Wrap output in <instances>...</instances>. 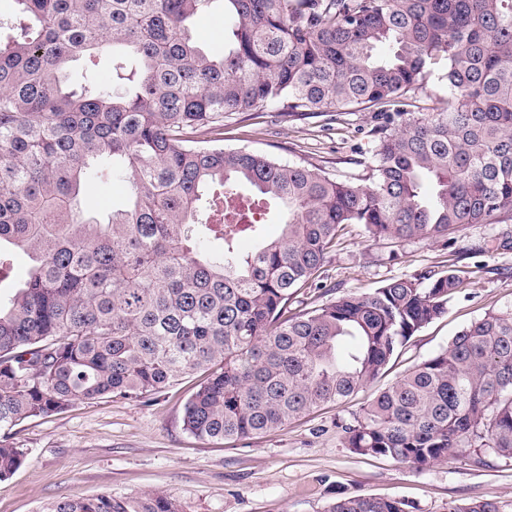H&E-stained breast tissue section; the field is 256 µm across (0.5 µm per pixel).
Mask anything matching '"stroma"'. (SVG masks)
Listing matches in <instances>:
<instances>
[{
    "label": "stroma",
    "instance_id": "stroma-1",
    "mask_svg": "<svg viewBox=\"0 0 512 512\" xmlns=\"http://www.w3.org/2000/svg\"><path fill=\"white\" fill-rule=\"evenodd\" d=\"M371 112L276 116L249 112L224 123V148L245 147L281 162L302 163L333 178H358L371 147ZM512 215L460 228L454 247L430 240L391 243L351 225L314 278L290 302L309 309L386 281L456 265L465 286L442 318L413 336L386 373L341 404H328L284 429L228 444L184 431V405L203 379L182 378L143 399L78 403L13 428L25 459L0 481V512H42L62 499L108 492L115 497L168 494L182 512H325L337 495L402 499L410 512H447L452 501L489 499L512 512V459L451 457L413 467L346 448L341 422L413 365L445 347L485 313L512 312Z\"/></svg>",
    "mask_w": 512,
    "mask_h": 512
}]
</instances>
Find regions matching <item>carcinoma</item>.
<instances>
[{"label":"carcinoma","instance_id":"obj_1","mask_svg":"<svg viewBox=\"0 0 512 512\" xmlns=\"http://www.w3.org/2000/svg\"><path fill=\"white\" fill-rule=\"evenodd\" d=\"M0 18V431L102 397L144 398L195 372L183 429L243 442L346 400L448 312L461 270L392 279L292 313L348 224L374 240L456 244L512 212V0H15ZM219 11L224 51L191 21ZM386 55L375 54L378 46ZM105 54L73 86L67 65ZM443 107L409 110L427 78ZM375 109L361 182L219 145L224 120ZM120 178L124 208L89 215V181ZM247 225L214 224L241 189ZM285 209L279 239L252 209ZM25 280L8 277L15 251ZM361 456L425 466L512 458V313L488 312L341 424ZM24 459L0 436V480ZM46 512H178L164 493L62 499ZM326 512H408L338 496ZM448 512H499L493 500Z\"/></svg>","mask_w":512,"mask_h":512}]
</instances>
